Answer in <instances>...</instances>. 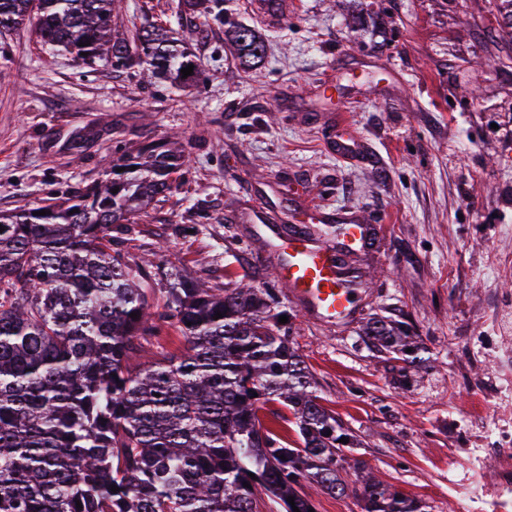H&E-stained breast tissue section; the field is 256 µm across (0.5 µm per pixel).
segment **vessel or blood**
<instances>
[{
	"instance_id": "b4317fda",
	"label": "vessel or blood",
	"mask_w": 512,
	"mask_h": 512,
	"mask_svg": "<svg viewBox=\"0 0 512 512\" xmlns=\"http://www.w3.org/2000/svg\"><path fill=\"white\" fill-rule=\"evenodd\" d=\"M370 228L354 221L344 224L336 241H316L310 224L292 225L281 239L286 255L278 278L290 297L311 316L330 321L349 319L356 310V291L348 281L349 251L369 246Z\"/></svg>"
}]
</instances>
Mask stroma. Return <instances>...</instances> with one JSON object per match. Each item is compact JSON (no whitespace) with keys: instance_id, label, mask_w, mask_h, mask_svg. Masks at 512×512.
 Instances as JSON below:
<instances>
[{"instance_id":"stroma-1","label":"stroma","mask_w":512,"mask_h":512,"mask_svg":"<svg viewBox=\"0 0 512 512\" xmlns=\"http://www.w3.org/2000/svg\"><path fill=\"white\" fill-rule=\"evenodd\" d=\"M178 2L124 0L117 23L187 43L206 80L186 91L83 63L29 26L0 36V213L62 200L142 146L178 148L170 191L112 227L152 295L170 269L271 289L352 457L425 512H455L472 475L494 488L492 433L512 426V42L489 0H287L280 16L229 0L267 45L243 67L226 25ZM348 132L357 150L338 155ZM329 214L375 227L347 256L361 285L345 323L302 312L264 241L308 219L335 237ZM372 316L406 325L429 364L399 379L359 334Z\"/></svg>"}]
</instances>
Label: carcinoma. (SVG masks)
Masks as SVG:
<instances>
[{"instance_id":"1","label":"carcinoma","mask_w":512,"mask_h":512,"mask_svg":"<svg viewBox=\"0 0 512 512\" xmlns=\"http://www.w3.org/2000/svg\"><path fill=\"white\" fill-rule=\"evenodd\" d=\"M118 2L0 0V34L33 24L43 44L88 63L141 67L184 88L201 80L200 61L167 30L117 32ZM185 2L224 22V0ZM231 39L241 62L265 57L251 26L233 24ZM182 163L148 148L65 205L0 215V512H309L305 486L347 492L354 442L321 405L271 293L180 276L158 300L144 268L112 247V225L134 223ZM164 319L178 324L181 354L131 368L137 341L161 335ZM361 336L406 368L429 362L384 317L368 318ZM273 402L288 414L267 424ZM354 493L363 512L424 510L368 473Z\"/></svg>"}]
</instances>
